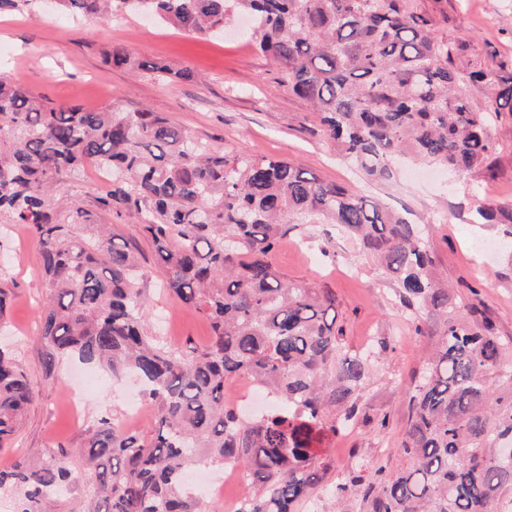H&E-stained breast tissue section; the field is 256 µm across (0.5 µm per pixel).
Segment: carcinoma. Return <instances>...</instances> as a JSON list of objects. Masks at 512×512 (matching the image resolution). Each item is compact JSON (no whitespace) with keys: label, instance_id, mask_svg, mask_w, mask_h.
I'll return each mask as SVG.
<instances>
[{"label":"carcinoma","instance_id":"1","mask_svg":"<svg viewBox=\"0 0 512 512\" xmlns=\"http://www.w3.org/2000/svg\"><path fill=\"white\" fill-rule=\"evenodd\" d=\"M71 15L148 16L209 36L240 15L244 37L277 82L308 101L336 151L370 180L391 176L394 157L460 173L488 167L487 129L512 113V71L461 60L417 0H56ZM149 69L190 80L164 62ZM486 91L474 108L462 81ZM94 165L110 172L100 210L135 215L155 247L166 285L209 320L204 349L174 350L149 336L136 289L133 248L111 225L94 224L68 182ZM478 214L512 235V204ZM38 238L52 290L41 311L47 366L75 357L114 375L135 373L158 408L155 434L105 418L77 448L91 468L86 512H207L184 475L205 462L247 477L245 512H297L327 463L318 444L351 426L370 356L350 354L336 297L289 282L272 255L290 224H335L396 276L400 297L434 338L410 397L393 476L359 472L336 498L367 512H501L512 496V347L491 321L434 277L417 225L377 200L328 183L282 159L215 152L147 109L52 105L0 75V216ZM248 378L286 405L250 421L224 405V381ZM34 399L13 353L0 350V447ZM71 468L20 460L0 470V492L21 495L17 512H54Z\"/></svg>","mask_w":512,"mask_h":512}]
</instances>
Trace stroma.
Listing matches in <instances>:
<instances>
[{
	"instance_id": "stroma-1",
	"label": "stroma",
	"mask_w": 512,
	"mask_h": 512,
	"mask_svg": "<svg viewBox=\"0 0 512 512\" xmlns=\"http://www.w3.org/2000/svg\"><path fill=\"white\" fill-rule=\"evenodd\" d=\"M449 38L466 40L464 59L495 67L512 64V0H419ZM124 47L142 66L118 69L106 62ZM160 60L193 72L190 80L159 81L148 70ZM0 73L53 104L95 109L112 102L162 113L173 124L219 151H244L285 159L360 194L378 199L420 225L443 282L477 287L474 303L496 332L512 344V236L495 224L474 221L482 201L512 203V115L489 129L495 145L487 168L458 176L425 165L399 163L389 179L367 182L335 151L318 128L311 105L276 81L272 64L251 45L227 35L201 37L141 18L117 27L95 16L74 17L37 8L0 16ZM108 185L94 168L75 176L73 195L95 223L136 242L142 265L137 281L146 330L168 344L202 348L212 339L209 321L169 292L154 246L136 218L109 222L96 199ZM288 281L331 290L351 351L371 355L369 379L359 391L361 418L327 435L322 448L330 467L299 512H366L355 498L336 499L332 489L356 468L392 474L402 464L395 449L409 414V399L430 350L416 320L401 303L399 285L358 243L329 224H292L273 254ZM0 285L9 289V327L0 345L11 349L36 392L19 433L0 448V469L18 457L75 462L88 428L106 417L118 428L151 435L155 407L128 418L142 386L64 359L45 372L38 341V312L50 296L39 248L24 226L0 217Z\"/></svg>"
}]
</instances>
